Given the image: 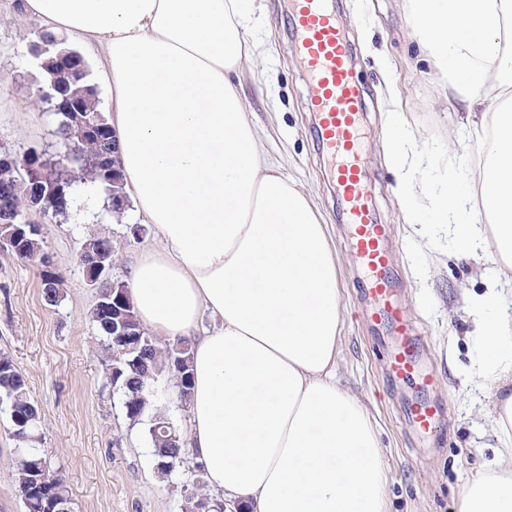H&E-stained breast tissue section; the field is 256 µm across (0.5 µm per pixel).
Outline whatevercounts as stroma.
<instances>
[{
  "label": "stroma",
  "mask_w": 512,
  "mask_h": 512,
  "mask_svg": "<svg viewBox=\"0 0 512 512\" xmlns=\"http://www.w3.org/2000/svg\"><path fill=\"white\" fill-rule=\"evenodd\" d=\"M18 2L0 0V148L54 159L62 150L55 116L36 96L38 72L27 53L39 22ZM264 2L266 13L251 27L255 54L241 61L238 78L261 150L280 161L282 174L309 195L328 226L340 292L336 381L361 400L375 428L387 512H460L464 490L493 468L500 447L489 424L495 381L481 372L480 345L464 314L466 298L487 286L481 271L495 269L500 259L490 240L473 255H459L441 224L429 227L430 247L410 236L399 175L387 159L386 116L401 113L408 148L431 153L417 177L438 192L478 181L482 138L459 125L463 106L436 80L409 29L406 0H337L364 85L366 178L378 218L389 227L396 298L421 337L422 364L440 379L433 395L446 416L424 443L405 414L417 396L414 386L389 376L393 335L368 318L372 304L359 288L361 271L316 147L289 24L279 0ZM37 222L63 275L64 298L48 304L37 266L0 248V352L24 376L38 408L49 467L68 485L72 512H181L196 461L186 456L168 478L157 473L143 425L126 418L120 393L105 379L91 322L97 291L76 261L88 237L110 239L116 255L111 276L127 281L147 252L160 249L156 230L102 211L87 190L63 223L44 215ZM18 446L10 415L0 410V512H24L15 482Z\"/></svg>",
  "instance_id": "35a3bbf8"
}]
</instances>
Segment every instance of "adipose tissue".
Here are the masks:
<instances>
[{
	"instance_id": "1",
	"label": "adipose tissue",
	"mask_w": 512,
	"mask_h": 512,
	"mask_svg": "<svg viewBox=\"0 0 512 512\" xmlns=\"http://www.w3.org/2000/svg\"><path fill=\"white\" fill-rule=\"evenodd\" d=\"M44 28L101 53L132 214L164 242L133 267L140 323L192 344L188 446L227 508L386 512L376 433L336 383L340 297L327 227L256 147L236 75L253 45L242 0H24ZM415 38L487 128L479 186L414 192L415 166L392 150L406 219L449 224L462 252L493 233L512 276V103L491 105V74L512 85V0H408ZM472 297L484 371L496 373L495 424L512 426V337ZM212 326L199 330L202 315ZM460 512H512V463L480 475Z\"/></svg>"
}]
</instances>
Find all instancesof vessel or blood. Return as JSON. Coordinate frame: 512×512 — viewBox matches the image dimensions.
<instances>
[{
    "instance_id": "vessel-or-blood-1",
    "label": "vessel or blood",
    "mask_w": 512,
    "mask_h": 512,
    "mask_svg": "<svg viewBox=\"0 0 512 512\" xmlns=\"http://www.w3.org/2000/svg\"><path fill=\"white\" fill-rule=\"evenodd\" d=\"M283 6L291 25L295 60L308 85L317 146L338 191L351 250L363 274V289L375 304L372 318L391 325L397 336L389 358L390 373L428 389L434 377L422 370L416 330L395 302V281L384 246L386 227L376 219L363 175V95L344 27L333 0H283ZM406 415L413 429L425 436L438 427L444 407L421 398L408 405Z\"/></svg>"
}]
</instances>
